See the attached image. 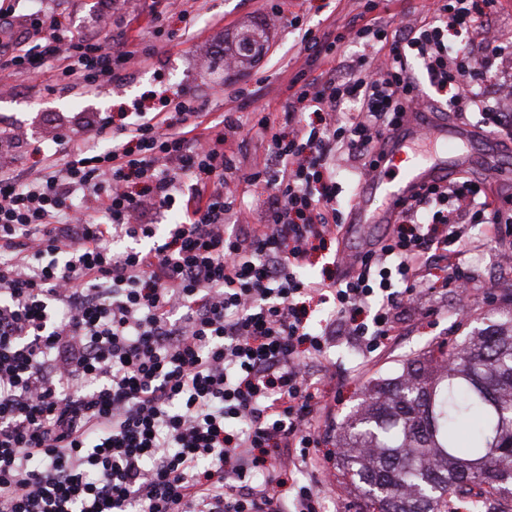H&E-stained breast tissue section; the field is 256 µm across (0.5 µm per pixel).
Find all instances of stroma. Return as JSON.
<instances>
[{"label":"stroma","mask_w":512,"mask_h":512,"mask_svg":"<svg viewBox=\"0 0 512 512\" xmlns=\"http://www.w3.org/2000/svg\"><path fill=\"white\" fill-rule=\"evenodd\" d=\"M293 2L281 0L283 13L271 20L266 0H197L195 27L186 35L180 32L176 9L168 8L165 26L178 33L170 42L147 32V0H123L117 11L112 0H16L10 16L0 23L13 35L26 36L33 15L52 14L73 32L102 41L128 31L127 50L139 53L151 46L155 54L150 64L129 65L122 80L92 92L55 83L45 67L0 78V130L5 133L0 152L11 157L15 170L38 172L48 165L59 131L86 139L102 113H130L139 102L156 107L160 95L179 92L204 103L213 115L238 118L241 129L231 147L240 171L263 164L272 154L268 139L249 130V101L266 103L275 122L283 121L286 86L306 57L301 29L290 25ZM377 2L376 15L392 30L431 18L434 9V0ZM364 4L365 0H307L304 27L342 28ZM252 29L263 32L260 52L248 63L225 67V53L235 52L241 33ZM460 118L478 132L476 159L465 168V176L483 182L489 171H496L492 191L501 203L511 202L512 140L482 126L475 112L435 116L446 123ZM464 232V256L455 265L441 262L432 268L428 286L418 288L400 318L398 340L370 354L358 342L339 337L328 350L330 373L321 380L323 397L316 413L319 457L311 473L301 478L302 483H316L327 512H358L362 505L359 490L336 467L335 441L339 423L361 403L366 388L377 378L398 375L408 359L460 342L492 310L512 308V266L496 263L500 253L512 252V231L470 224ZM458 279L470 286L467 301H459L451 286Z\"/></svg>","instance_id":"1"}]
</instances>
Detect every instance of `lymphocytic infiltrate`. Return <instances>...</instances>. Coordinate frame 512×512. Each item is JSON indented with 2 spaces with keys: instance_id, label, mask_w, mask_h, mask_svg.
<instances>
[{
  "instance_id": "lymphocytic-infiltrate-1",
  "label": "lymphocytic infiltrate",
  "mask_w": 512,
  "mask_h": 512,
  "mask_svg": "<svg viewBox=\"0 0 512 512\" xmlns=\"http://www.w3.org/2000/svg\"><path fill=\"white\" fill-rule=\"evenodd\" d=\"M500 0H444L432 20L387 33L374 0L342 33L305 29L306 50L361 41L380 55L326 78H291L287 132L266 109L253 127L275 165L240 177L266 192L262 223L229 187L236 168L226 116L163 99L147 120L101 117L98 151L57 133L55 171L15 173L0 156V512H322L298 483L318 447L311 367L345 336L374 351L396 334L402 302L433 260L461 258L464 225L512 224V209L461 176L406 203L351 270L307 277L314 241L339 238L336 161L371 167L385 130L411 112H476L512 138V42L491 26ZM34 41L0 35V67L53 62L56 81L93 90L118 79L130 52L31 19ZM476 31L478 50L455 42ZM435 97H425L414 68ZM315 110L317 119L304 123ZM192 192L179 199L183 182ZM180 207L158 229L148 214ZM331 303L320 328L311 303ZM263 482H256L257 473Z\"/></svg>"
}]
</instances>
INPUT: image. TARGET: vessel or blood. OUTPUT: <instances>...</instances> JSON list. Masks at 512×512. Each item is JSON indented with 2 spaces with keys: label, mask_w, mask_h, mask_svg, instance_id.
Instances as JSON below:
<instances>
[{
  "label": "vessel or blood",
  "mask_w": 512,
  "mask_h": 512,
  "mask_svg": "<svg viewBox=\"0 0 512 512\" xmlns=\"http://www.w3.org/2000/svg\"><path fill=\"white\" fill-rule=\"evenodd\" d=\"M423 132L435 139L443 148L447 147L448 143H459L471 135L465 124H427L416 113L406 117L400 126L385 131L384 157L368 169L366 188L353 203L348 216L349 223H389L406 199L421 185L445 177L448 166L463 168L469 165L468 156L458 151L447 161L441 159L428 162L409 156L405 149L407 140ZM379 193L388 198L387 208H374V197Z\"/></svg>",
  "instance_id": "b4317fda"
}]
</instances>
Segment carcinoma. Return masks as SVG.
<instances>
[{"instance_id":"cac0c4a2","label":"carcinoma","mask_w":512,"mask_h":512,"mask_svg":"<svg viewBox=\"0 0 512 512\" xmlns=\"http://www.w3.org/2000/svg\"><path fill=\"white\" fill-rule=\"evenodd\" d=\"M379 378L338 426L337 465L365 490L360 512H470L512 496V313Z\"/></svg>"}]
</instances>
